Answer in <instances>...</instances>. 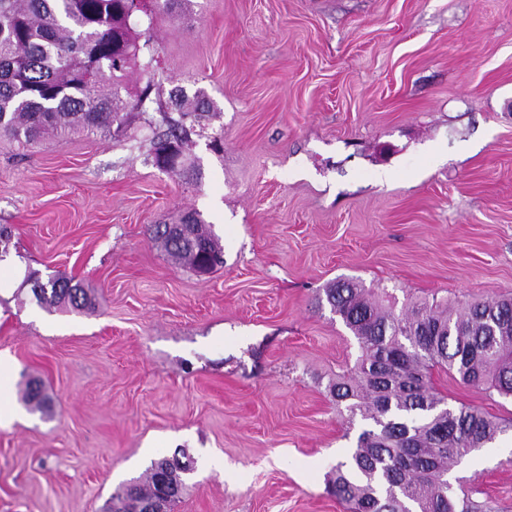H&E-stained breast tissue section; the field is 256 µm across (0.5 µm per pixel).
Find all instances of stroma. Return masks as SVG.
<instances>
[{
	"instance_id": "35a3bbf8",
	"label": "stroma",
	"mask_w": 512,
	"mask_h": 512,
	"mask_svg": "<svg viewBox=\"0 0 512 512\" xmlns=\"http://www.w3.org/2000/svg\"><path fill=\"white\" fill-rule=\"evenodd\" d=\"M151 36L130 86L217 107L200 183L145 164L140 123L0 139V356L25 413L0 426V512H105L179 451L171 512H348L327 481L364 423L328 382L360 349L318 297L340 278L400 303L512 293V0H184ZM190 210L224 247L205 276L148 233ZM34 272L94 306L46 308ZM434 384L512 418L511 397ZM479 455L475 499L512 512V431Z\"/></svg>"
}]
</instances>
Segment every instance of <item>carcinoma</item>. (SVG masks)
Returning <instances> with one entry per match:
<instances>
[{"label": "carcinoma", "mask_w": 512, "mask_h": 512, "mask_svg": "<svg viewBox=\"0 0 512 512\" xmlns=\"http://www.w3.org/2000/svg\"><path fill=\"white\" fill-rule=\"evenodd\" d=\"M152 27L153 14L135 0H0V138L22 148L45 137L62 143L86 132L118 134L151 119L145 161L164 172L198 180L199 160L191 135L215 116L208 95H188L179 85L167 99L151 97V85L122 98L124 78L138 65L153 68L139 25ZM183 234L200 246L190 250L160 225L152 236L194 271L224 264L221 241L197 213L185 214ZM42 304L81 311L92 307L88 290L56 275L33 279ZM330 311L357 340L361 355L336 374L328 390L349 417L369 422L345 462L336 465L330 492L353 512H498L488 500L473 499L468 480L448 473L477 448L512 428L476 406H450L433 382L436 372L488 394L512 397V295L473 299L408 298L401 309L390 295H377L346 279L323 289ZM185 470L164 457L152 462L147 479L132 481L111 498L109 512H127L133 502L154 501L166 509L183 489ZM170 493L158 495V477Z\"/></svg>", "instance_id": "1"}]
</instances>
